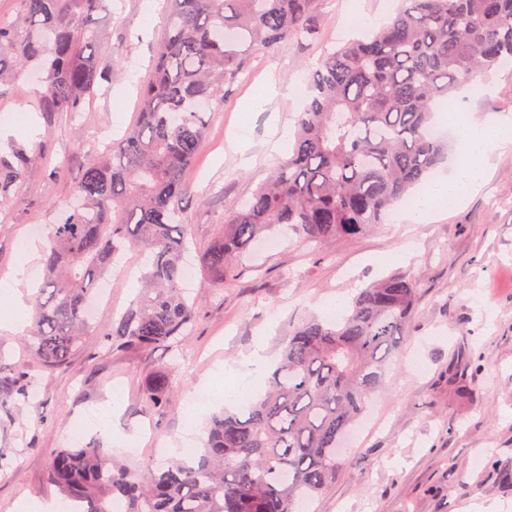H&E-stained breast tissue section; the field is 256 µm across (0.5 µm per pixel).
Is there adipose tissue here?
Segmentation results:
<instances>
[{
    "label": "adipose tissue",
    "mask_w": 512,
    "mask_h": 512,
    "mask_svg": "<svg viewBox=\"0 0 512 512\" xmlns=\"http://www.w3.org/2000/svg\"><path fill=\"white\" fill-rule=\"evenodd\" d=\"M441 118L454 128L464 151L447 179L430 183L402 205L401 218L409 224L427 223L445 203H460L477 193L487 179L488 151L512 141V118L506 116L480 120L448 111Z\"/></svg>",
    "instance_id": "1"
}]
</instances>
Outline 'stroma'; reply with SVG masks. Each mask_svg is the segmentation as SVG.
Segmentation results:
<instances>
[{"label":"stroma","instance_id":"obj_1","mask_svg":"<svg viewBox=\"0 0 512 512\" xmlns=\"http://www.w3.org/2000/svg\"><path fill=\"white\" fill-rule=\"evenodd\" d=\"M362 5L371 23L397 8V0H319L321 38L288 40L271 51L248 54L241 80L227 87L221 106L207 112V135L194 163L183 173L191 194L183 203L191 253L202 254L224 233V214L266 180L287 149L272 151L273 131L293 129L301 101L288 88L306 81L333 47L358 37L346 23L351 2ZM145 0H109L87 16L97 31L94 50L105 73L95 97L82 111L52 112L23 79L0 97V150L23 146L39 158L28 165L14 198L0 206V289L13 286L23 297L44 270L32 261L19 272V243L35 225L54 221L70 200L88 164L102 157L134 123L137 91L151 74L164 30L165 10L143 26ZM277 94L258 105L268 83ZM465 114L479 118L512 114V67L499 68L459 99ZM32 122L31 134L14 128L15 116ZM248 149L235 153L232 134ZM489 181L481 191L429 223L404 224L386 217L370 232L313 248L282 239L277 248L253 252L238 284L214 293L203 268H196L191 296L201 311L178 358L158 349L102 354V333L139 291L115 273L106 282L82 349L64 367L43 374L39 403L0 411V512H16L22 499L51 501L47 482L50 453L66 429L80 426L83 442L111 451L112 437L133 439L126 454L133 470L157 449L190 438L200 447L202 429L216 404H203L199 426L187 430L188 394L205 384L221 385L220 367L236 365L254 343L276 358L288 330L319 315L325 300L354 298L361 288L394 273L416 277L421 295L406 338L407 354L390 375L366 425L344 449V464L311 512H466L474 504L512 512V144L487 158ZM59 176H52V169ZM171 369L175 390L163 413L146 414L145 379ZM464 369L471 397L459 402L448 388L449 370ZM122 389L120 410L112 393ZM112 411L108 427L88 420L92 408Z\"/></svg>","mask_w":512,"mask_h":512}]
</instances>
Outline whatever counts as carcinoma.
<instances>
[{
	"instance_id": "obj_1",
	"label": "carcinoma",
	"mask_w": 512,
	"mask_h": 512,
	"mask_svg": "<svg viewBox=\"0 0 512 512\" xmlns=\"http://www.w3.org/2000/svg\"><path fill=\"white\" fill-rule=\"evenodd\" d=\"M18 2L16 21L0 19V95L36 73L57 109L80 111L102 72L78 47L96 42L85 17L105 0ZM402 2L386 24L327 53L311 73L292 155L224 214V235L200 256L214 288L239 280L250 248L269 234L322 244L381 223L448 151L430 131L433 105L512 64V0ZM169 4L136 124L85 168L70 209L47 228L27 338L46 371L80 350L98 282L135 249L144 288L102 345L181 348L197 310L183 288L190 189L182 175L206 136V110L244 73L242 44L272 50L288 39L315 42L323 29L317 0ZM30 160L24 148L0 156V205ZM419 299L417 281L394 274L361 289L339 319L298 322L264 391L213 417L204 446L188 457L133 473L101 448L63 445L51 452L48 482L72 512H293L336 479L341 443L386 389ZM38 386L27 365L8 369L0 409L32 399ZM172 390V374L156 371L142 394L145 411L164 409Z\"/></svg>"
}]
</instances>
